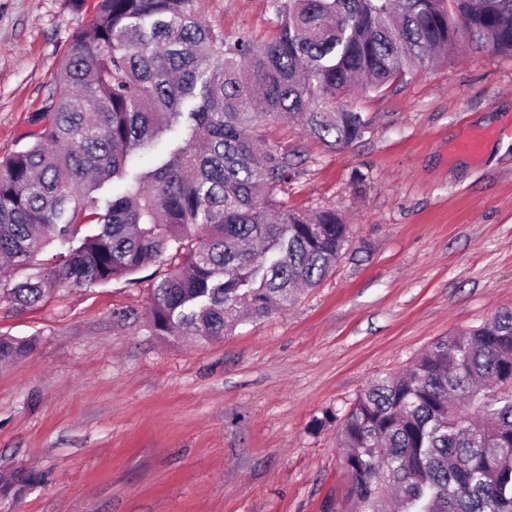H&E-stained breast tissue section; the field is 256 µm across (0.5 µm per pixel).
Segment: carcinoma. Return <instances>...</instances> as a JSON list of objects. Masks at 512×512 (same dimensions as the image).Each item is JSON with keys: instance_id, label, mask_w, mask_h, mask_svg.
<instances>
[{"instance_id": "obj_1", "label": "carcinoma", "mask_w": 512, "mask_h": 512, "mask_svg": "<svg viewBox=\"0 0 512 512\" xmlns=\"http://www.w3.org/2000/svg\"><path fill=\"white\" fill-rule=\"evenodd\" d=\"M194 2L97 0L74 32L35 131L0 160V294L16 307L164 262L154 336L214 342L287 308L352 226L279 199L296 163L261 147L263 123L345 146L371 130L354 86L382 92L465 44L512 56V0H272L277 33L261 43L225 36ZM183 117L189 141L99 205L130 153ZM53 240L68 246L58 267L13 278ZM34 346L0 336V363ZM324 419L348 476L336 512H512V309L434 341Z\"/></svg>"}]
</instances>
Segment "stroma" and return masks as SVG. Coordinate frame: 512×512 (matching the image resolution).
I'll use <instances>...</instances> for the list:
<instances>
[{
  "label": "stroma",
  "instance_id": "1",
  "mask_svg": "<svg viewBox=\"0 0 512 512\" xmlns=\"http://www.w3.org/2000/svg\"><path fill=\"white\" fill-rule=\"evenodd\" d=\"M95 3L0 0V158ZM194 6L230 37L276 33L271 0ZM350 102L372 131L345 147L265 128L297 164L288 207H331L353 226L332 272L288 309L196 343L152 336L150 267L27 309L0 296V336L36 341L0 366V472L25 477L0 512H324L346 481L325 411L512 307V56L467 48ZM477 130L489 133L479 156L452 152ZM189 138L174 124L98 199Z\"/></svg>",
  "mask_w": 512,
  "mask_h": 512
}]
</instances>
